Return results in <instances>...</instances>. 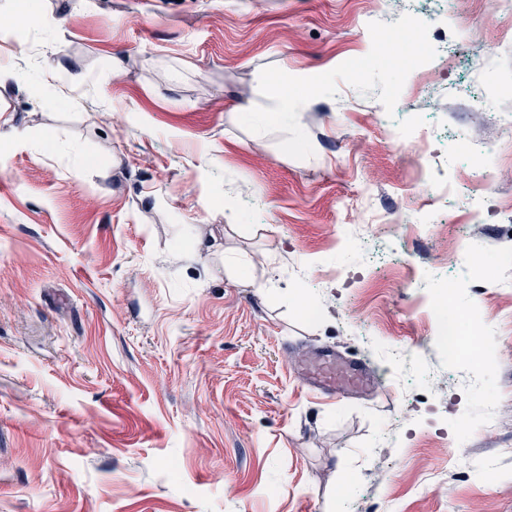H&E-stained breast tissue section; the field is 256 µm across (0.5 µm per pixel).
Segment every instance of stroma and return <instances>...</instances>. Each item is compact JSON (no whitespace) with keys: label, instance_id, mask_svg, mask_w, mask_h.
I'll return each instance as SVG.
<instances>
[{"label":"stroma","instance_id":"stroma-1","mask_svg":"<svg viewBox=\"0 0 512 512\" xmlns=\"http://www.w3.org/2000/svg\"><path fill=\"white\" fill-rule=\"evenodd\" d=\"M409 8L438 59L390 113L309 101L298 160L238 123L260 71L366 55L392 0H0V512H512V14ZM321 349L382 391H311Z\"/></svg>","mask_w":512,"mask_h":512}]
</instances>
